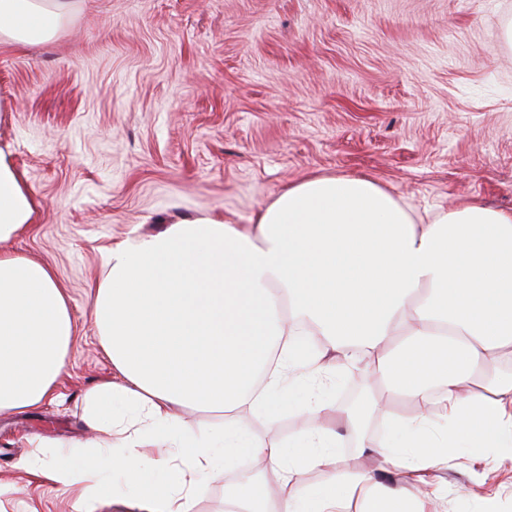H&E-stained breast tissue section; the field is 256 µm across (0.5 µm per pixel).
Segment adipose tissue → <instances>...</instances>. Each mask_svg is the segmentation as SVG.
Wrapping results in <instances>:
<instances>
[{
  "label": "adipose tissue",
  "instance_id": "1",
  "mask_svg": "<svg viewBox=\"0 0 512 512\" xmlns=\"http://www.w3.org/2000/svg\"><path fill=\"white\" fill-rule=\"evenodd\" d=\"M79 0H0V47L64 34ZM36 201L0 150V412L58 399L77 332L52 269L7 245ZM90 320L114 378L81 397L91 449L59 442L30 474L78 489L83 512L120 478L138 512H194V479L241 454L250 473L224 487L225 512H428L433 470L475 449L512 466V212L473 202L419 222L366 175H313L285 187L253 224L215 214L118 242L104 258ZM319 337L304 349L300 339ZM321 383L361 371L388 399L360 409L319 401L302 438L260 440L240 420L276 426L293 363ZM402 400L406 411L390 409ZM223 412L221 430L185 411ZM354 439L377 457L345 472ZM317 470L315 486L299 482ZM277 495L258 502L259 480Z\"/></svg>",
  "mask_w": 512,
  "mask_h": 512
}]
</instances>
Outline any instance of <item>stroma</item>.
<instances>
[{"label":"stroma","mask_w":512,"mask_h":512,"mask_svg":"<svg viewBox=\"0 0 512 512\" xmlns=\"http://www.w3.org/2000/svg\"><path fill=\"white\" fill-rule=\"evenodd\" d=\"M512 0H82L59 38L0 49V147L32 190L13 249L50 265L77 334L64 403L0 413V512H79L25 469L31 440L87 444L78 405L112 364L89 324L112 244L216 213L252 223L312 174L368 175L421 218L512 211ZM431 512H512V468L436 470Z\"/></svg>","instance_id":"stroma-1"}]
</instances>
